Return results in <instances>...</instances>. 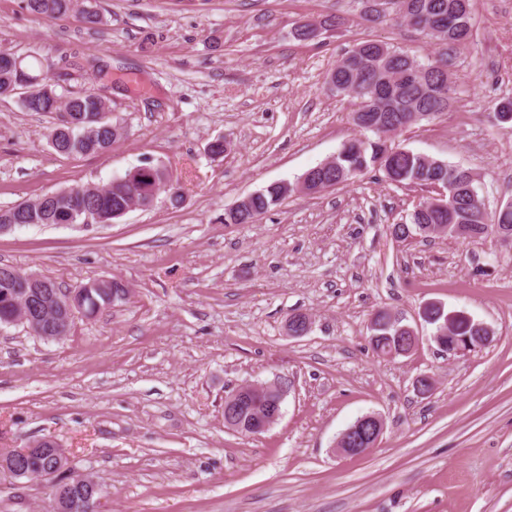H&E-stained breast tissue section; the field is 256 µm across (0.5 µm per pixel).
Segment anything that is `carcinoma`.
Here are the masks:
<instances>
[{
    "instance_id": "cac0c4a2",
    "label": "carcinoma",
    "mask_w": 512,
    "mask_h": 512,
    "mask_svg": "<svg viewBox=\"0 0 512 512\" xmlns=\"http://www.w3.org/2000/svg\"><path fill=\"white\" fill-rule=\"evenodd\" d=\"M72 0H24L25 8L37 15H67ZM392 7L386 13L372 19L376 24H406L422 33L431 20L444 25L437 35L442 49L437 56L425 63L407 52L388 43L363 40L343 55L331 70L328 80L330 90L353 102L354 124L364 134L348 139L341 146L334 160L321 163L284 184L273 183L256 192L252 209L228 211L224 214L226 224H252L271 209L281 205L296 193L316 195L326 191L325 183L334 181L345 187L370 170H378L395 186L415 184L428 186L433 183L448 185L455 192L457 207L451 212L424 209L411 212L405 225H390L392 238L398 243L408 242L416 236H435L424 230L428 224H471L474 231L485 237L491 233L503 238L512 235V205L501 206L489 215L490 223L478 222L480 210L474 201H483L480 196V176L469 168L450 164L428 155L405 149L399 145L385 146L380 132L359 122L361 116L386 127V132L398 134L412 125L437 118L452 111L456 102L454 84L442 79L451 66V53L467 46L474 38L476 29L471 0H391ZM15 64L8 69L0 66V90L27 88L33 95L31 100H22L23 107L30 112H68L74 120L73 138L55 136L54 151L60 155L80 149L83 155L104 154L123 135L122 127L112 125L104 128L99 117L111 113L108 101L100 94L85 90L66 97L55 95V99L42 94L44 84L37 82L39 75L33 69L13 57ZM495 116L501 128L512 132V99L500 101ZM372 133L373 137L366 136ZM116 185L109 190L110 198L104 209V223L114 221L112 211L130 204L131 187L124 177L115 178ZM99 195L90 185H76L61 189L49 199L43 195L28 204L25 218L30 224H62L66 217L79 214L94 204ZM448 313H443L431 322L438 336L436 343L442 350H456L458 338L467 336L472 345H477L480 322L465 316L452 319L451 327L445 328ZM395 314L387 310L374 313L371 322L378 328L370 330V346L373 352L385 357L392 351L411 352L408 338L397 334ZM19 468L25 479L49 476L52 482L50 497L68 486L65 472L72 470L70 461L58 465L52 450L34 451L21 458Z\"/></svg>"
}]
</instances>
